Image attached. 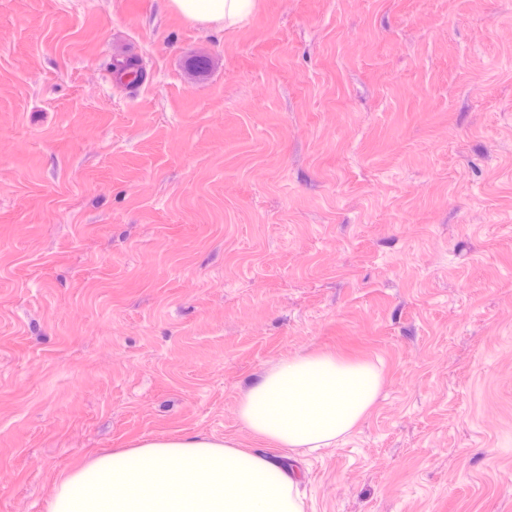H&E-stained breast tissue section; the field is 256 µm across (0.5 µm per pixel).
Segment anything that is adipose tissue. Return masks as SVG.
<instances>
[{
    "mask_svg": "<svg viewBox=\"0 0 512 512\" xmlns=\"http://www.w3.org/2000/svg\"><path fill=\"white\" fill-rule=\"evenodd\" d=\"M244 0H166L191 25L220 30ZM382 370L331 353L268 366L239 402L260 448L234 438L145 436L61 474L44 512H304L300 458L348 434L375 402Z\"/></svg>",
    "mask_w": 512,
    "mask_h": 512,
    "instance_id": "1",
    "label": "adipose tissue"
}]
</instances>
